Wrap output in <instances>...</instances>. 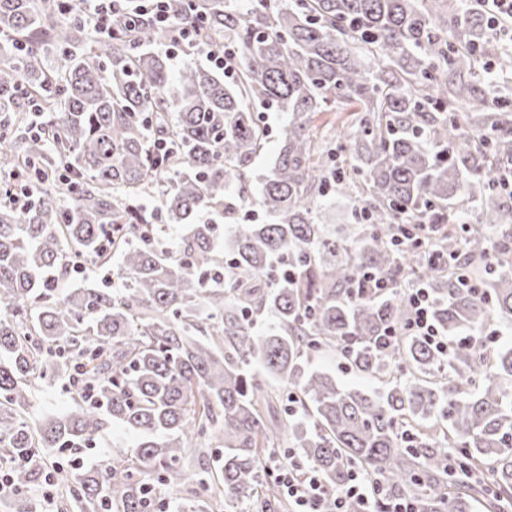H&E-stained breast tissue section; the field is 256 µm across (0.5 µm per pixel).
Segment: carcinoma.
I'll return each mask as SVG.
<instances>
[{
    "label": "carcinoma",
    "mask_w": 512,
    "mask_h": 512,
    "mask_svg": "<svg viewBox=\"0 0 512 512\" xmlns=\"http://www.w3.org/2000/svg\"><path fill=\"white\" fill-rule=\"evenodd\" d=\"M169 4L165 25L129 5L130 39L94 35L82 0H0V165L32 190L22 210L0 203L5 500L29 512L47 453L77 454L120 423L134 446L58 473L60 512H216L231 500L281 509L261 473L263 456L286 444L333 491L360 469L421 512H498L512 499V347L486 349L478 334L512 320V98L478 93L473 77L481 60L512 58L484 9ZM192 25L187 45L235 51L233 78L212 63L175 73L156 51ZM58 50L64 66L44 69ZM332 102L358 106L343 143L313 124ZM270 108L288 120L255 199L263 220L252 222L241 212L267 150L259 112ZM160 139L170 147L161 162ZM150 183L156 223L139 204ZM347 186L368 213L350 241L321 220ZM423 224L453 255L448 268L414 243ZM115 255L112 287L53 286L70 257L110 267ZM366 270L388 286L372 293ZM410 278L429 288L453 342L446 355L416 336L383 346L385 329L409 316ZM265 314L273 321L258 331ZM324 352L375 386L313 368ZM76 376L93 397L36 419L32 388Z\"/></svg>",
    "instance_id": "cac0c4a2"
}]
</instances>
